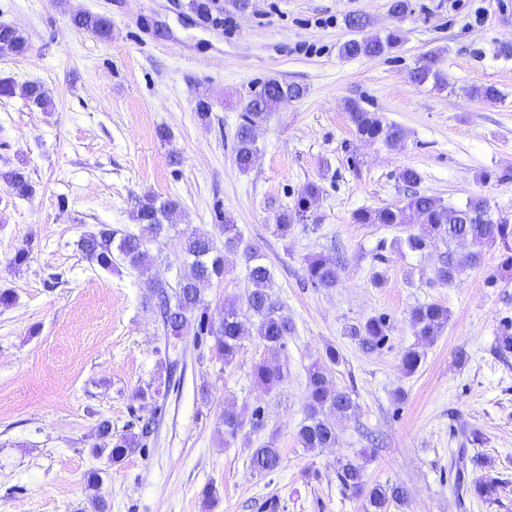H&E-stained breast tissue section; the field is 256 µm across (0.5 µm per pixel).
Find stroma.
<instances>
[{
    "label": "stroma",
    "instance_id": "obj_1",
    "mask_svg": "<svg viewBox=\"0 0 512 512\" xmlns=\"http://www.w3.org/2000/svg\"><path fill=\"white\" fill-rule=\"evenodd\" d=\"M403 18L390 0H215L212 18L191 0H0V23L23 31L29 48L0 53V79L37 82L48 109L0 95V176L24 170L34 192L13 195L0 179V512H80L93 494L107 512H363L344 492L336 469L362 462L367 484L397 481L409 490L401 512H512V355L497 339L512 327V268L503 247L483 248L453 283L435 279L446 249L464 258L473 247L433 242L399 252L408 227L359 224L354 214L401 203L410 191L445 205L486 198L512 219V0H409ZM111 22L109 39L81 32L72 14ZM368 19V33L400 30L402 43L375 58L342 57L354 33L346 17ZM446 84H417L428 57ZM305 87V95L256 130L259 152L249 171L235 163L241 104L268 78ZM495 85L498 100L470 97ZM212 105L210 122L196 112ZM359 101L398 125L393 145L359 139L345 110ZM168 140H160L159 129ZM419 171L416 188L399 180ZM322 194L288 237L275 234L278 212L292 208L307 182ZM179 199L168 236L151 244L148 270H101L79 247L101 224L134 230L145 195ZM238 224L272 274V293L294 332L279 353L288 378L267 392L252 380L265 355L254 333L236 360L223 364L209 345L181 343L179 388L139 399L157 386L168 350L150 306L154 288L175 283L183 263L179 238L218 237L221 216ZM31 260L17 267V248ZM339 261L335 287L308 281V256ZM249 286L242 255L229 256L223 281L201 288L213 317L225 298ZM447 307L433 341L416 336L409 313L421 303ZM384 317L387 340L367 353L345 328ZM342 359L333 383L355 407L329 418L336 447L309 450L297 439L304 418L306 369L326 346ZM424 353L417 372L401 358ZM403 399H395V392ZM234 404L243 417L260 410L262 428L229 441L218 416ZM159 422L148 447L117 464L93 456L97 424L115 431ZM483 435L468 441L470 430ZM275 440L280 467L257 474L252 448ZM482 455L504 480L499 502L462 500L450 459ZM215 489L210 506L206 490Z\"/></svg>",
    "mask_w": 512,
    "mask_h": 512
}]
</instances>
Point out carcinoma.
<instances>
[{
    "mask_svg": "<svg viewBox=\"0 0 512 512\" xmlns=\"http://www.w3.org/2000/svg\"><path fill=\"white\" fill-rule=\"evenodd\" d=\"M72 24L79 31L92 33L100 38L110 35V26L106 18L93 13H76L71 17ZM400 43L398 34L391 32L382 38L378 35L350 39L343 43L341 56L378 57ZM27 49V39L23 32L10 24L0 25V51L22 53ZM435 58L415 69L414 81L423 84L429 80L437 85L445 83L442 73L435 69ZM19 95L29 104L47 108L49 97L44 87L35 82L20 86L10 80L0 81V95ZM305 94L304 87L269 79L262 83L261 91L253 92L242 105L241 121L235 134V162L238 168L246 172L250 169L258 153L255 129L267 121L270 115L281 106L297 100ZM355 134L361 139L382 141L394 144L403 139V130L396 124L385 123L376 115L365 111L355 100L345 105ZM4 180L12 193L18 197H27L33 192L28 177L19 170L4 174ZM321 188L306 183L298 193L291 209H285L275 216L274 231L286 238L294 225L304 220L309 208L318 200ZM180 208L178 199L168 197L164 200L147 195L139 201L132 218L139 226L137 232L118 235L110 224L99 227L83 236L80 240L82 251L96 265L110 271L116 262L127 264L132 269L146 270L152 262L149 246L166 237L173 225L165 223ZM418 219V230L399 240V245L411 252L422 250L427 243L440 241L449 246L459 240H469L479 247L500 244L512 252V222L504 217L493 218L487 202L483 199H471L462 206H445L437 199L415 193L406 203L386 206L378 209L359 210L355 221L359 224H384L389 227L403 226ZM224 241L222 244L208 236L195 232H184L180 239V251L183 255V268L177 276L175 285L161 283L157 286V305L168 339L181 341L193 335L194 344L200 346L211 342V350L230 365L241 350V338L248 329H253L268 356L258 361L252 369L254 383L267 391L283 385L288 377L277 353L285 347L286 340L293 332L288 318L278 314L279 306L272 288V275L263 255L246 245L243 236L233 219L222 218L218 225ZM243 253L248 263V279L251 288L245 298L224 300L223 315L216 320L209 314L200 285L214 280L221 281L226 273V256ZM308 279L322 288H333L337 281L336 260L319 255L305 260ZM462 262L451 251L446 252L436 277L442 283L454 280ZM409 319L417 336L424 341L432 340L448 323V308L436 303H423L414 306ZM346 335L363 351L373 352L387 339V325L383 317H370L365 322L346 327ZM424 353L415 348L408 349L402 356L404 370L413 374L421 364ZM341 354L333 346L325 350L307 368L306 413L297 432V438L304 448H333L336 446V429L330 425L326 415L329 413L346 414L353 408L350 393L336 388L330 377V366L340 362ZM220 423L224 426V435L235 441L243 430L244 421L232 404L224 406L220 413ZM153 432L145 425L139 434L131 431L112 432V423L104 420L99 423L98 436L101 443L96 446L98 455L107 454L108 461L117 464L127 452L140 445L142 438ZM249 463L251 470L258 473H270L281 464L280 450L270 440L252 450ZM458 480L455 491H463L481 502L493 503L499 498L503 482L490 473L474 478L468 475L467 459L464 456L455 459ZM340 484L356 497H363L364 512H390V507L405 506L409 493L398 482H386L367 486L363 466L348 460L337 471Z\"/></svg>",
    "mask_w": 512,
    "mask_h": 512,
    "instance_id": "obj_1",
    "label": "carcinoma"
}]
</instances>
